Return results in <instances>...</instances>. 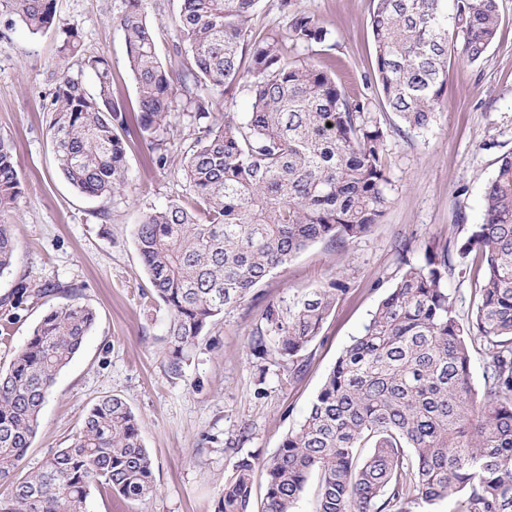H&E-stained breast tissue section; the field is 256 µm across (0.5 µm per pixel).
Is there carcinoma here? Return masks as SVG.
Masks as SVG:
<instances>
[{
    "mask_svg": "<svg viewBox=\"0 0 512 512\" xmlns=\"http://www.w3.org/2000/svg\"><path fill=\"white\" fill-rule=\"evenodd\" d=\"M120 17L137 93V129L169 164L171 114L190 112L184 151L190 198L147 212L137 251L152 297L169 314L165 367L173 379L203 331L253 288L318 241L338 246L367 233L390 204L383 164L388 133L369 103L346 96L315 65L288 60L275 36L251 37L258 0H179L173 20L178 74L154 40L158 0H124ZM0 9L37 35L56 25V0H0ZM498 0H376L372 80L400 121L426 130L448 87V53L480 60L494 42ZM331 31L305 12L291 15L288 39L324 43ZM77 59L93 88L66 75L50 104V134L61 176L78 192L111 196L127 182L128 104L114 95L107 59L65 31L54 68ZM249 77L250 107L211 111L207 91ZM22 194L12 142L0 138V213ZM15 260L12 225L0 224V276ZM477 281L474 316L456 313L445 281L455 269ZM338 283L288 303H269L252 333L260 355L293 358L321 332ZM55 285L18 282L17 309ZM93 307L53 305L24 347L0 370V512H86L89 489L143 501L157 487L139 421L120 396L98 400L65 448L23 476L56 376L81 350ZM487 344L482 390L472 381L470 345ZM256 463L240 458L224 479L215 512H252ZM261 512H292L311 477L316 512H406L458 496V512H512V153L488 183L482 222L451 251L409 265L339 356L299 427L264 464Z\"/></svg>",
    "mask_w": 512,
    "mask_h": 512,
    "instance_id": "1",
    "label": "carcinoma"
}]
</instances>
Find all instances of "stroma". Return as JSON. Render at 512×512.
Here are the masks:
<instances>
[{
	"instance_id": "1",
	"label": "stroma",
	"mask_w": 512,
	"mask_h": 512,
	"mask_svg": "<svg viewBox=\"0 0 512 512\" xmlns=\"http://www.w3.org/2000/svg\"><path fill=\"white\" fill-rule=\"evenodd\" d=\"M373 9V0H291L287 8L281 0H259L252 35L287 36L294 11L331 30V41L289 44L288 57L331 69L347 96L368 101L372 118L388 131L390 206L367 234L339 247L311 244L226 310L191 352L180 380L164 366L168 314L151 297L134 230L152 207L188 196L182 150L190 143V119L173 112L176 142L165 169L154 166L148 145L132 134L124 192L80 194L58 173L48 130L53 63L63 29H73L85 49L111 63L116 94L135 101L119 24L124 0H57L60 26L42 35L9 24L0 11V137L12 141L23 183L15 209L0 214V223L13 227L16 247L10 273L0 276V370L47 307L67 300L55 294L5 310L19 280L77 287L79 302L97 312L81 352L56 377L23 470L68 446L98 399L118 395L139 419L157 492L128 501L94 487L88 512H214L237 460L249 455L264 464L298 428L337 357L361 334L400 270L425 265L430 252L466 239L481 223L487 183L499 157L512 152V0H499L497 36L479 61L449 56L448 88L433 124L404 133L371 80ZM337 280L345 292L320 335L294 360L252 352L251 334L268 303L284 307Z\"/></svg>"
}]
</instances>
